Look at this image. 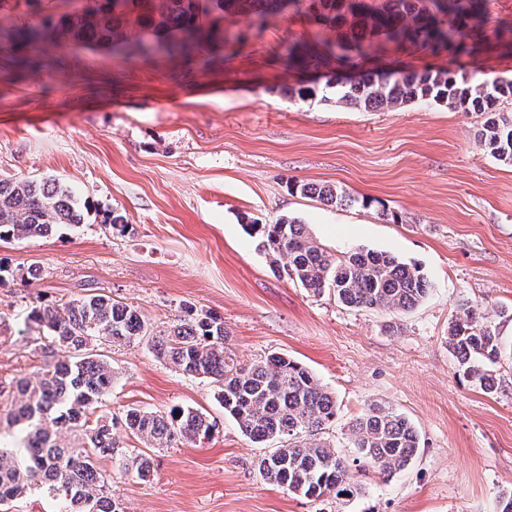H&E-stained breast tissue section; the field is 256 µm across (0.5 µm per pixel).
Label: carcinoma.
I'll use <instances>...</instances> for the list:
<instances>
[{"label":"carcinoma","instance_id":"carcinoma-1","mask_svg":"<svg viewBox=\"0 0 512 512\" xmlns=\"http://www.w3.org/2000/svg\"><path fill=\"white\" fill-rule=\"evenodd\" d=\"M305 0H98L79 7L57 23L12 27L0 15V31L16 43L46 41L106 48L116 57L151 54L187 57L202 45L225 41L219 21L226 13H244L259 27ZM483 0H310L320 28L332 33L322 45L290 41L280 46L288 64L327 68L369 56L373 42L411 45L431 52L465 48L461 34L481 27ZM339 86L336 102L366 112L392 110L417 102L444 103L484 116L476 133L480 148L499 161L512 162V79L459 76L448 70L382 73L367 69L354 80L329 76ZM300 194L332 206L358 199L331 185L293 184ZM86 216L68 185L50 176L41 180H0V241L47 238L62 224L85 223ZM262 238L275 270L314 294L325 291L354 309L408 311L429 292L415 265L389 252L355 248L337 254L319 244L307 226L288 217L273 224H247ZM26 322L38 329L36 348L44 357L38 380L16 384L22 399L10 413L25 453L0 447V504L43 489L60 503V512H120L99 466L116 461L140 480L150 460L130 454L112 430L124 426L153 448L193 444L211 436L214 424L194 408L168 412L137 408L122 416L102 409L112 392V364L97 347L147 340L152 355L182 375L211 384L217 399L254 444L279 446L257 461L272 483L307 498L351 496L345 454L322 440L336 417V398L306 368L279 355L241 362L224 331V321L182 308L168 328L152 332L136 307L101 293H88L61 306L34 305ZM448 349L469 378L486 394L499 389L490 364L501 353L495 327L475 305H461L449 323ZM351 443L356 460L390 477L408 468L419 452V435L402 414L372 405L353 421Z\"/></svg>","mask_w":512,"mask_h":512}]
</instances>
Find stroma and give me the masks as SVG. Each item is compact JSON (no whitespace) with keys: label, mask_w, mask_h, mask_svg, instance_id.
Returning <instances> with one entry per match:
<instances>
[{"label":"stroma","mask_w":512,"mask_h":512,"mask_svg":"<svg viewBox=\"0 0 512 512\" xmlns=\"http://www.w3.org/2000/svg\"><path fill=\"white\" fill-rule=\"evenodd\" d=\"M228 43L193 60L157 54L113 58L104 50L0 43V180L53 176L89 216L53 236L0 244V382L35 377L43 364L32 304H63L93 289L139 308L156 328L183 305L214 314L238 359L278 353L309 370L336 398L325 437L349 450L350 426L369 404L405 415L421 451L383 478L351 463L359 495L313 500L262 477V451L225 415L206 381L156 360L146 343L107 347L115 379L106 410L193 407L214 421L211 438L149 448L117 431L121 445L149 457L141 481L104 459L121 512H494L512 490V164L484 153L482 117L443 103L365 112L334 103L317 74L278 61L288 41L320 42L303 13L263 29L228 14ZM379 68L512 77V51L486 44L471 55L400 49L385 42L345 77ZM314 85L316 96L283 88ZM327 183L356 196L334 207L293 190ZM125 219L112 226L113 216ZM307 224L334 251H386L417 266L430 285L410 311L354 310L273 274L259 238L242 219ZM42 277L25 281L28 267ZM477 305L504 349L498 393H484L448 350L460 302Z\"/></svg>","instance_id":"1"}]
</instances>
